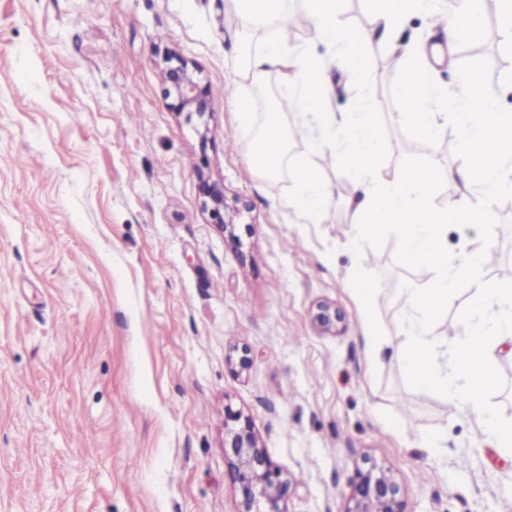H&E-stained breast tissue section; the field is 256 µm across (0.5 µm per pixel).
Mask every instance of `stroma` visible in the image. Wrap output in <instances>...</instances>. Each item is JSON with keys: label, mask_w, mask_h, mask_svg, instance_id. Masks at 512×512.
Segmentation results:
<instances>
[{"label": "stroma", "mask_w": 512, "mask_h": 512, "mask_svg": "<svg viewBox=\"0 0 512 512\" xmlns=\"http://www.w3.org/2000/svg\"><path fill=\"white\" fill-rule=\"evenodd\" d=\"M226 0H0V512H238L224 454V410L242 412L289 475L287 512H344L357 470L389 468L401 512H512V455L448 396L415 386L395 354L408 285L436 271L401 257L391 224L349 238L353 171L322 163L318 129L281 113L293 132L281 175L253 173L249 148L270 108L296 99L280 70L242 78ZM398 43L425 51L437 90L476 76L512 113V42L502 19L448 45L414 13ZM172 46L203 74V117L173 112L159 73ZM379 81L327 64L329 109H370L386 170L462 165L461 132L445 121L433 151L402 149L403 59L372 45ZM248 95L253 126L227 107ZM330 186L318 215L292 200L293 171ZM239 211L213 224L202 184ZM490 237L499 264L483 277L512 293V212L448 227V256ZM381 288L377 321L391 348L369 362L348 272ZM345 329L318 331V303ZM249 348L251 367L226 355ZM489 399L512 421V340L494 364ZM404 428L391 431V424ZM444 430L447 449L419 448Z\"/></svg>", "instance_id": "35a3bbf8"}]
</instances>
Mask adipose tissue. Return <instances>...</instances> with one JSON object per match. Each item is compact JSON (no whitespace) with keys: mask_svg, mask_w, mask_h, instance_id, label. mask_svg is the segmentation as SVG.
<instances>
[{"mask_svg":"<svg viewBox=\"0 0 512 512\" xmlns=\"http://www.w3.org/2000/svg\"><path fill=\"white\" fill-rule=\"evenodd\" d=\"M239 22L240 35H250L271 22L287 24L281 13L282 0H229ZM305 14L313 31V41L325 55L344 51L350 71L367 74V50L370 31L349 33L336 19V0H304ZM440 20L449 44L469 38L481 21V0H458L455 9L441 13ZM407 66L400 81L403 103L400 120L411 131L428 135L435 132L440 115L424 108V101L435 97L436 90L418 63V51L410 44L400 47ZM285 68V77L298 91L296 109L306 115L326 116L325 104L331 95L316 59L291 46L284 39H270L250 55L244 69L246 79L261 84L269 68ZM452 119L462 132L461 151L464 164L448 169L432 164L418 169L403 166L383 173L376 158L380 152L372 115L357 112L341 116V126L351 128L352 142L338 149L328 142L317 143L321 154L336 166L355 171L361 193L357 210L364 218L357 224V237L379 232L381 225L399 223L404 227L403 258L409 264H428L437 270L433 283L426 288H406L407 319L402 330L406 346L398 358L415 379L418 387L449 394L450 398L473 414L480 427L499 448L512 453V422L502 421L488 400L494 380L492 367L501 340L512 336V312L491 314L498 296L482 278V271L492 252L491 241H484L466 252L459 263L447 260L446 236L449 225L471 224L490 215L492 206L504 194L512 192V114L501 111L495 99L470 87L462 108ZM288 134L269 113L249 151L253 166L267 176L280 173L287 153ZM459 179L465 192L460 199L437 210L431 205L429 191L433 184ZM347 283L358 303L368 355L379 359L389 341L377 325L372 301L378 288L356 275ZM468 285L471 298L462 314L464 338L454 341L431 335L427 324L459 285ZM454 350L453 361H446L447 350Z\"/></svg>","mask_w":512,"mask_h":512,"instance_id":"ef3b65f1","label":"adipose tissue"}]
</instances>
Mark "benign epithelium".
Wrapping results in <instances>:
<instances>
[{"instance_id":"1","label":"benign epithelium","mask_w":512,"mask_h":512,"mask_svg":"<svg viewBox=\"0 0 512 512\" xmlns=\"http://www.w3.org/2000/svg\"><path fill=\"white\" fill-rule=\"evenodd\" d=\"M161 78L167 87L172 111L201 115L209 109V85L177 51L169 49L164 53ZM204 195V209L215 223H233L222 188L206 183ZM314 322L321 332L335 334L340 330L342 318L335 307L321 304L314 315ZM224 413V451L234 457L241 512H286L288 475L259 444L249 418L229 407L224 409ZM397 494L398 486L390 471L372 464L364 471H357L353 494L345 512H401Z\"/></svg>"}]
</instances>
